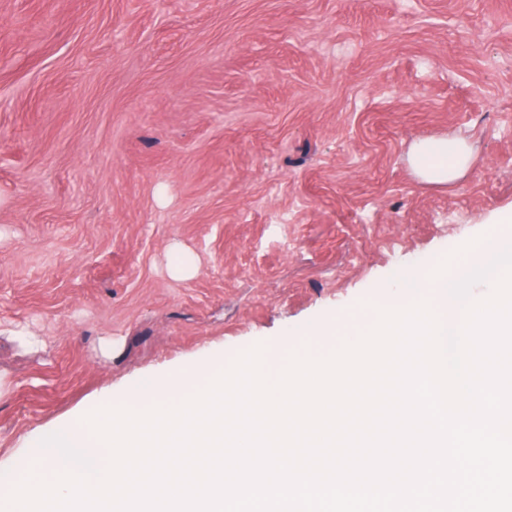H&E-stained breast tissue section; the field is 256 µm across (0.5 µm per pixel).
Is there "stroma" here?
<instances>
[{"label": "stroma", "mask_w": 512, "mask_h": 512, "mask_svg": "<svg viewBox=\"0 0 512 512\" xmlns=\"http://www.w3.org/2000/svg\"><path fill=\"white\" fill-rule=\"evenodd\" d=\"M510 127L512 0H0V474L137 378L316 344L512 234ZM442 135L474 161L429 184ZM410 163L424 180L447 183L465 172L468 154L458 138L443 135L415 142L410 150Z\"/></svg>", "instance_id": "1"}]
</instances>
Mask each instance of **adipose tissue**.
Returning <instances> with one entry per match:
<instances>
[{"label": "adipose tissue", "mask_w": 512, "mask_h": 512, "mask_svg": "<svg viewBox=\"0 0 512 512\" xmlns=\"http://www.w3.org/2000/svg\"><path fill=\"white\" fill-rule=\"evenodd\" d=\"M410 163L424 180L447 183L464 173L468 154L459 139L443 135L415 142L410 150Z\"/></svg>", "instance_id": "adipose-tissue-1"}]
</instances>
